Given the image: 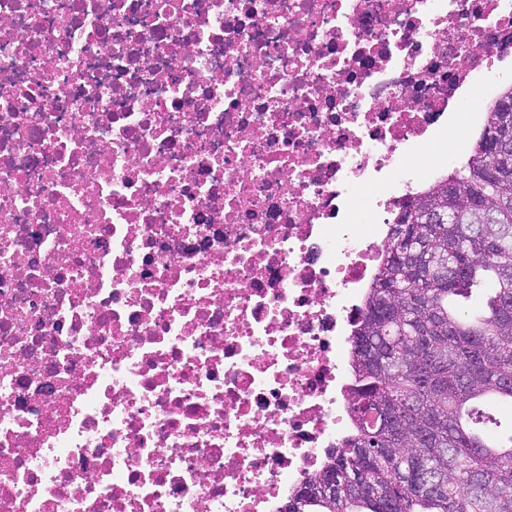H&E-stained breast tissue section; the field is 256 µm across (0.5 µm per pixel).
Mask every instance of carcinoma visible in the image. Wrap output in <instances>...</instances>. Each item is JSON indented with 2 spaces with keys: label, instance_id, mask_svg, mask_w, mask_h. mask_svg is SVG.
<instances>
[{
  "label": "carcinoma",
  "instance_id": "1",
  "mask_svg": "<svg viewBox=\"0 0 512 512\" xmlns=\"http://www.w3.org/2000/svg\"><path fill=\"white\" fill-rule=\"evenodd\" d=\"M466 163L404 206L352 346L353 433L286 512H512V433L488 430L487 399L512 404V168L487 174L488 135H512L499 100ZM455 190L456 223L424 224ZM496 210L486 224L472 203ZM485 294L476 315L462 308Z\"/></svg>",
  "mask_w": 512,
  "mask_h": 512
}]
</instances>
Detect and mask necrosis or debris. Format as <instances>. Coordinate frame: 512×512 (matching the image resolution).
<instances>
[{"label":"necrosis or debris","mask_w":512,"mask_h":512,"mask_svg":"<svg viewBox=\"0 0 512 512\" xmlns=\"http://www.w3.org/2000/svg\"><path fill=\"white\" fill-rule=\"evenodd\" d=\"M511 47L512 0H0V512H283Z\"/></svg>","instance_id":"obj_1"}]
</instances>
